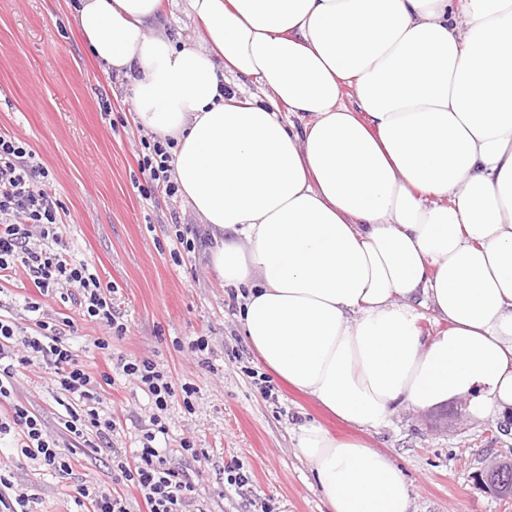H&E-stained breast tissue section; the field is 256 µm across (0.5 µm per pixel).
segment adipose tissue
<instances>
[{
  "label": "adipose tissue",
  "instance_id": "ef3b65f1",
  "mask_svg": "<svg viewBox=\"0 0 512 512\" xmlns=\"http://www.w3.org/2000/svg\"><path fill=\"white\" fill-rule=\"evenodd\" d=\"M162 7L74 19L172 141L259 361L361 429L399 403L512 412V0H186L196 47ZM421 305L447 330L423 336ZM295 439L330 512H410L387 455L312 423ZM168 13L163 23L170 30L171 36L177 39L179 45L198 46L201 43V31L184 13V1H167Z\"/></svg>",
  "mask_w": 512,
  "mask_h": 512
}]
</instances>
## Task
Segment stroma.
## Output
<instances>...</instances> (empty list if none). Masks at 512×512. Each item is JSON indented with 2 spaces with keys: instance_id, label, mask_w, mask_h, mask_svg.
Instances as JSON below:
<instances>
[{
  "instance_id": "35a3bbf8",
  "label": "stroma",
  "mask_w": 512,
  "mask_h": 512,
  "mask_svg": "<svg viewBox=\"0 0 512 512\" xmlns=\"http://www.w3.org/2000/svg\"><path fill=\"white\" fill-rule=\"evenodd\" d=\"M133 97L125 77L92 59L64 0H0V129L26 142L48 169L45 189L67 208L63 241L113 284L112 304L127 332L108 334L57 296L40 298L42 308L53 320L73 318L69 342L93 377L111 372L117 357L148 358L174 385L194 387L190 400L169 403L162 420L171 445L185 438L203 452L170 455L194 480L202 512H246L252 498L272 512H327L313 465L292 440L306 422L389 455L410 488L411 512H512V498L474 478L487 460L512 458V430L502 431L496 415H470L460 428L436 432L435 414L404 403L386 425L367 431L260 364L240 334L234 290L210 266L200 218L181 196L159 191L147 200L136 188L134 153L147 133L135 120ZM180 227L196 232L194 250L177 251ZM200 336L209 341L206 366L188 348ZM101 338L107 349L97 348ZM97 392L101 410L116 419L115 446L138 447L152 413L138 381ZM59 398L38 369H27L0 402V415L21 403L57 432L66 414ZM232 457L250 473V491L227 484L224 462ZM84 481L111 487L110 452L81 460L68 479L23 463L13 490L31 494L30 512H72V486Z\"/></svg>"
}]
</instances>
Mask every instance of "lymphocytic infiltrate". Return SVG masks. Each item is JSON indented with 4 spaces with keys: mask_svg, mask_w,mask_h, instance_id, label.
<instances>
[{
    "mask_svg": "<svg viewBox=\"0 0 512 512\" xmlns=\"http://www.w3.org/2000/svg\"><path fill=\"white\" fill-rule=\"evenodd\" d=\"M137 160L144 185L140 192L175 196L177 185L170 176L172 156L161 141H143ZM28 144L0 131V284L24 271L40 295H59L78 304L82 314L102 323L115 336L126 332L112 306V288L102 284L84 262L73 259L62 245L61 226L67 214L60 199L43 187L49 173L32 160ZM30 327L0 319V399L10 398L16 375L34 366L47 374L52 386L67 398L64 429L70 435L60 444L58 434L48 432L41 419L27 407L15 404L6 419H0V436L16 441L14 458L36 463L43 470L65 479L73 466L89 456L87 430L112 452L115 468L113 489L87 483L76 485L73 502L79 512H131L130 491H137L143 512H195V484L188 474L174 469L165 446L168 430L161 413L175 394L174 385L157 365L146 358L118 357L112 373L94 380L80 365L66 340L71 319L46 321L42 305L27 301ZM122 377L136 378L155 408L141 445L132 451L115 448L112 436L117 423L111 414L100 413L96 402L98 382L114 385Z\"/></svg>",
    "mask_w": 512,
    "mask_h": 512,
    "instance_id": "f902f5d3",
    "label": "lymphocytic infiltrate"
}]
</instances>
